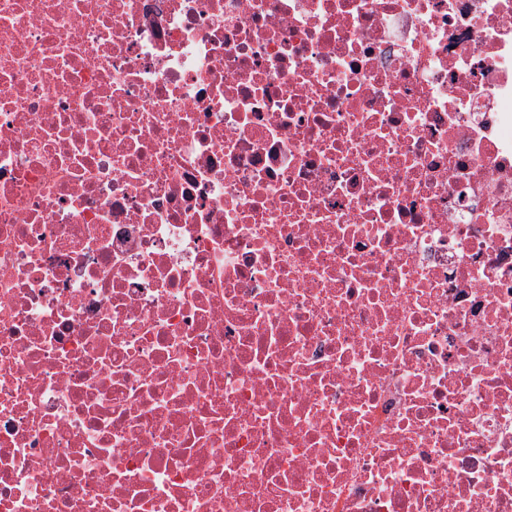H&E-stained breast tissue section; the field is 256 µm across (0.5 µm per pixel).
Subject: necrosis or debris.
Returning a JSON list of instances; mask_svg holds the SVG:
<instances>
[{"instance_id":"necrosis-or-debris-1","label":"necrosis or debris","mask_w":512,"mask_h":512,"mask_svg":"<svg viewBox=\"0 0 512 512\" xmlns=\"http://www.w3.org/2000/svg\"><path fill=\"white\" fill-rule=\"evenodd\" d=\"M0 512H512V0H0Z\"/></svg>"}]
</instances>
